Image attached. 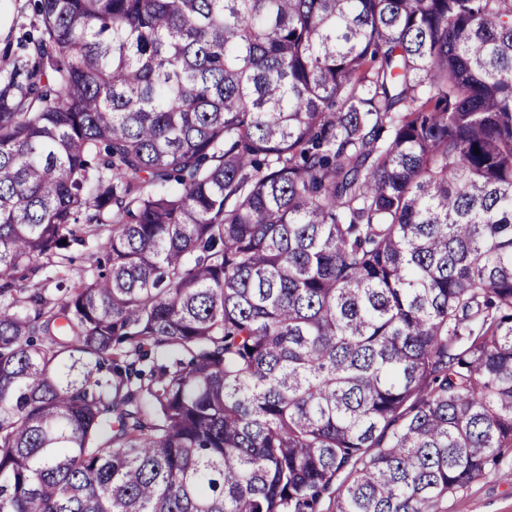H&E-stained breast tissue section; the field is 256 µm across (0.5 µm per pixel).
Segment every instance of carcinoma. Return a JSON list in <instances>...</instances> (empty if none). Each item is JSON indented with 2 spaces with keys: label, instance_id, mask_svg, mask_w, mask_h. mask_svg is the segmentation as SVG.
Segmentation results:
<instances>
[{
  "label": "carcinoma",
  "instance_id": "obj_1",
  "mask_svg": "<svg viewBox=\"0 0 512 512\" xmlns=\"http://www.w3.org/2000/svg\"><path fill=\"white\" fill-rule=\"evenodd\" d=\"M36 2L0 512H447L512 448V0Z\"/></svg>",
  "mask_w": 512,
  "mask_h": 512
}]
</instances>
